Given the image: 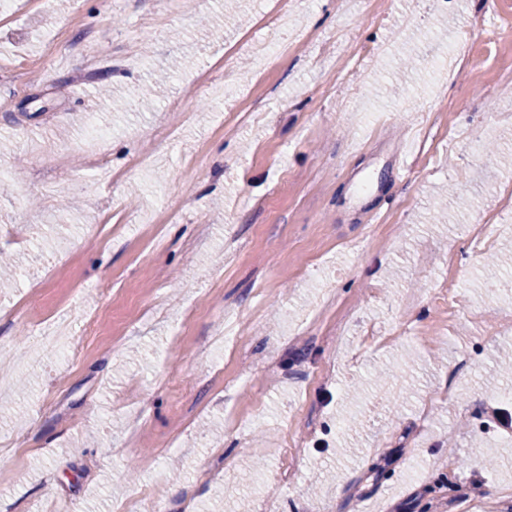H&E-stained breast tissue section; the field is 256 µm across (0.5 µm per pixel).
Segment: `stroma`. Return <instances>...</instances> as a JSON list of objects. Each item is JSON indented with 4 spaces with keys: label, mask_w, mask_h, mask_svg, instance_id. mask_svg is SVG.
Returning <instances> with one entry per match:
<instances>
[{
    "label": "stroma",
    "mask_w": 512,
    "mask_h": 512,
    "mask_svg": "<svg viewBox=\"0 0 512 512\" xmlns=\"http://www.w3.org/2000/svg\"><path fill=\"white\" fill-rule=\"evenodd\" d=\"M0 141V512H512V0H20Z\"/></svg>",
    "instance_id": "stroma-1"
}]
</instances>
